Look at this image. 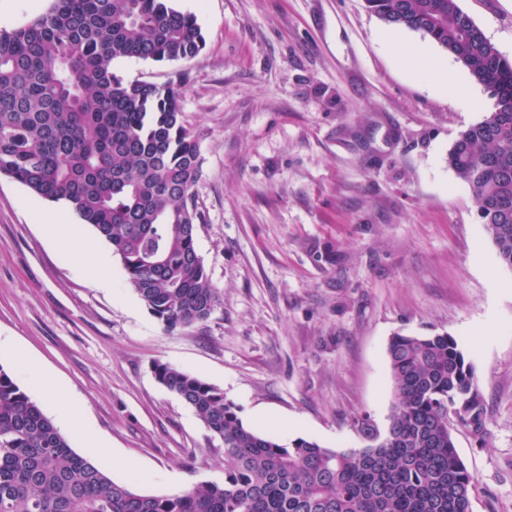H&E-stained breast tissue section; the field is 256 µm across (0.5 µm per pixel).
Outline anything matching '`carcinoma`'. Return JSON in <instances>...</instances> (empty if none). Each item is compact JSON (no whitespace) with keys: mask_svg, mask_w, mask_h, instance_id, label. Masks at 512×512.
<instances>
[{"mask_svg":"<svg viewBox=\"0 0 512 512\" xmlns=\"http://www.w3.org/2000/svg\"><path fill=\"white\" fill-rule=\"evenodd\" d=\"M172 0H50L0 29V175L64 202L117 255L165 327L207 321L220 302L195 246L201 176L181 80L126 81L120 59L175 62L205 46ZM386 24L419 32L488 89L493 109L463 131L448 165L471 191L512 268V62L459 0H366ZM393 405L385 430L338 451L282 444L244 425L224 392L168 363L157 381L224 442V484L144 495L76 453L42 406L0 366V512H471L476 479L459 459L457 420L485 440L472 366L447 335L396 333L387 346Z\"/></svg>","mask_w":512,"mask_h":512,"instance_id":"1","label":"carcinoma"}]
</instances>
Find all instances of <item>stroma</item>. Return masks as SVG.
I'll return each mask as SVG.
<instances>
[{
  "label": "stroma",
  "instance_id": "obj_1",
  "mask_svg": "<svg viewBox=\"0 0 512 512\" xmlns=\"http://www.w3.org/2000/svg\"><path fill=\"white\" fill-rule=\"evenodd\" d=\"M512 61V0H459ZM205 46L177 62L117 61L125 80L183 75L200 150L196 249L220 291L204 323L166 330L90 225L56 238L57 202L0 176V367L51 418L77 402L117 482L170 495L223 483L224 443L160 385L155 362L223 390L248 427L283 443L364 447L386 428L395 332L453 336L487 406L486 440L462 425L472 512H512V269L448 165L493 108L447 52L386 25L365 0H174ZM466 94H442L434 64ZM110 258L111 285L82 267ZM38 366L60 388L46 397Z\"/></svg>",
  "mask_w": 512,
  "mask_h": 512
}]
</instances>
